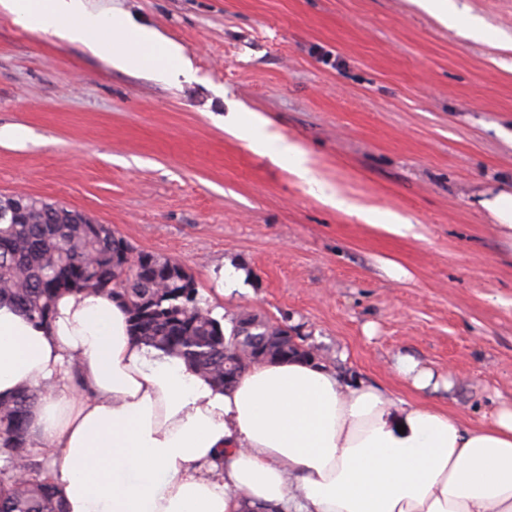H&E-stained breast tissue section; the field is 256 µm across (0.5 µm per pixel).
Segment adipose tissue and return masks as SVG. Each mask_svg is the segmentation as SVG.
Instances as JSON below:
<instances>
[{"instance_id": "adipose-tissue-1", "label": "adipose tissue", "mask_w": 512, "mask_h": 512, "mask_svg": "<svg viewBox=\"0 0 512 512\" xmlns=\"http://www.w3.org/2000/svg\"><path fill=\"white\" fill-rule=\"evenodd\" d=\"M416 2L485 38L483 21L461 16L453 0ZM1 10L112 67H144L163 83L192 74L180 45L109 0H0ZM230 125L255 152L284 159L324 203L415 235L410 219L318 179L308 152L261 114L234 113ZM476 203L512 241V191L485 189ZM45 382L29 444L47 454L64 512H512V405L473 427L304 362L253 367L222 391L137 342L125 306L83 292L58 300L48 329L0 304V400Z\"/></svg>"}]
</instances>
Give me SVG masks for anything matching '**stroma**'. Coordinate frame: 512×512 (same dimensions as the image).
I'll list each match as a JSON object with an SVG mask.
<instances>
[{
	"mask_svg": "<svg viewBox=\"0 0 512 512\" xmlns=\"http://www.w3.org/2000/svg\"><path fill=\"white\" fill-rule=\"evenodd\" d=\"M454 2L491 41L414 0H122L192 58L175 85L0 12V127L28 134L0 142V195L82 211L183 265L214 314L282 322L340 378L481 425L512 403V245L473 203L512 187V0ZM232 102L419 237L325 205L225 129ZM223 267L243 287L219 293ZM400 357L452 388L415 390Z\"/></svg>",
	"mask_w": 512,
	"mask_h": 512,
	"instance_id": "35a3bbf8",
	"label": "stroma"
}]
</instances>
